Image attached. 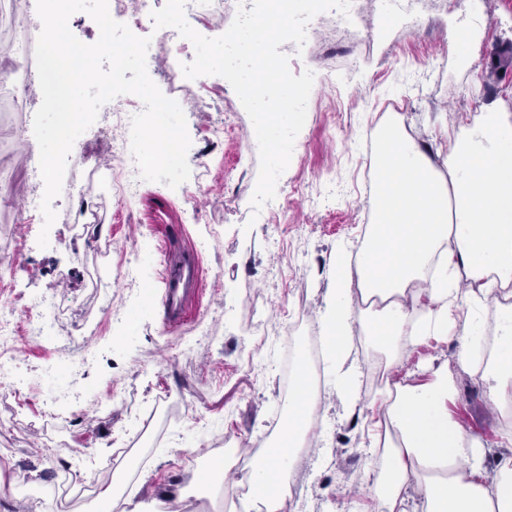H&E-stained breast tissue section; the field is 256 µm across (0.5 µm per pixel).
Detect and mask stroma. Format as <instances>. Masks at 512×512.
Masks as SVG:
<instances>
[{
	"label": "stroma",
	"mask_w": 512,
	"mask_h": 512,
	"mask_svg": "<svg viewBox=\"0 0 512 512\" xmlns=\"http://www.w3.org/2000/svg\"><path fill=\"white\" fill-rule=\"evenodd\" d=\"M484 11L479 25L469 22L462 0L411 28L379 14L367 18L361 30L372 33L373 53L348 80L346 50L330 25L309 36L305 52L281 45L293 74L315 69L321 79L277 182L294 192L273 224L252 221L247 211L259 170L236 166L235 152L256 136L233 88L209 93V108L199 112L182 103L188 153L197 159L189 179L175 189L142 182L130 204L118 193L123 167L99 127L80 136L98 165L89 195L100 205L101 234L112 242L104 257L96 239L73 222L84 195L74 185L72 160L53 202L49 245L39 248L43 216L23 207L30 194L44 192L26 166L38 144L32 136L15 140L17 115L0 119V168L8 175L0 183V249L10 248L14 268L0 282V308L20 321L31 300L51 294L60 309L51 339L35 344L22 331L15 338L22 386L16 398L0 399V459L10 463L0 481L42 483L46 458L62 443L80 450V462L92 468L127 473L139 512H167L181 491L180 512H215L217 502L230 501L244 469L231 470L229 486L202 483L217 459L210 442L224 436L233 447H253L284 400L291 348L318 350L315 317L326 304L330 262L339 245L362 241L371 222L365 170L374 163L375 136L394 121L433 155L447 151L449 137L458 134L457 113L473 120L493 109L512 113V0H486ZM390 100L399 111L386 110ZM223 121V140H208L206 128ZM201 184L206 193H198ZM202 236L209 241L203 251L195 246ZM136 247L157 289L158 254L198 262L200 292L181 323L168 324L160 300L140 302L119 277ZM294 322L298 330L289 331ZM204 324L213 336L194 354L179 355L175 341L195 338ZM457 351L456 339L430 337L411 351L407 366L421 379L426 366L450 363L458 389L452 410L483 437L492 464L500 453L495 435L512 424L488 404L483 381L458 364ZM58 368L70 371L71 400L65 429L52 436L42 429L44 375ZM167 394L174 409L162 401ZM320 404L321 427L307 438L306 512H346L364 500L361 431L344 418L330 386H323ZM144 425L158 441L137 439Z\"/></svg>",
	"instance_id": "1"
}]
</instances>
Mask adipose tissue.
I'll list each match as a JSON object with an SVG mask.
<instances>
[{
  "label": "adipose tissue",
  "mask_w": 512,
  "mask_h": 512,
  "mask_svg": "<svg viewBox=\"0 0 512 512\" xmlns=\"http://www.w3.org/2000/svg\"><path fill=\"white\" fill-rule=\"evenodd\" d=\"M460 133L441 162L391 126L381 136L372 206L373 241L339 247L327 305L318 319L326 372L346 415H360L371 446H384L381 469L367 477L369 502L350 512H512V450L486 464L481 436L448 411L456 395L448 364L411 383L406 354L431 336L458 342L457 361L474 369L497 408L512 406V114L481 123L457 116ZM367 307L354 310L351 286ZM498 312L491 343L478 348L489 312ZM386 356L392 371L370 411L361 407L352 361L361 340ZM315 394L288 401V422L270 448L255 452L246 474L266 512H288L286 478L310 427Z\"/></svg>",
  "instance_id": "ef3b65f1"
}]
</instances>
